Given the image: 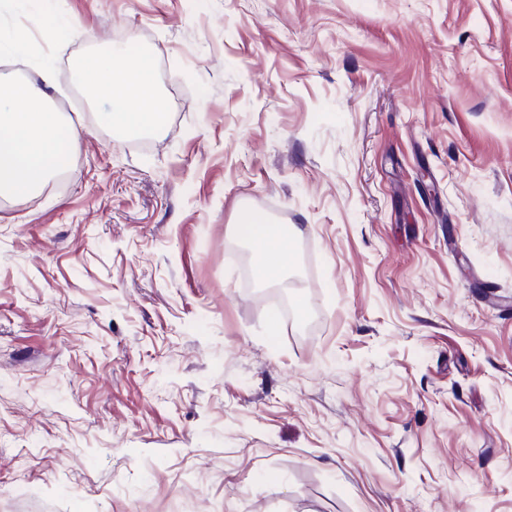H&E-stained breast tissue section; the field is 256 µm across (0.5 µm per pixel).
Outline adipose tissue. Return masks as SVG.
<instances>
[{
    "label": "adipose tissue",
    "mask_w": 512,
    "mask_h": 512,
    "mask_svg": "<svg viewBox=\"0 0 512 512\" xmlns=\"http://www.w3.org/2000/svg\"><path fill=\"white\" fill-rule=\"evenodd\" d=\"M81 72L87 89L110 104L105 114L109 125L141 132L165 123L167 107L145 59L130 61L116 73L93 56L83 61ZM58 125L55 111L32 86L0 79V195L30 193L58 171L54 160ZM236 232L258 258L264 279H279L292 254L276 225L254 215L237 225Z\"/></svg>",
    "instance_id": "obj_1"
}]
</instances>
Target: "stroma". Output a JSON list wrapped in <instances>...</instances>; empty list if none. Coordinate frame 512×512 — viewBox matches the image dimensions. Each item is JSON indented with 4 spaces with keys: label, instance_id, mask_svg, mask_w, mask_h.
I'll list each match as a JSON object with an SVG mask.
<instances>
[{
    "label": "stroma",
    "instance_id": "35a3bbf8",
    "mask_svg": "<svg viewBox=\"0 0 512 512\" xmlns=\"http://www.w3.org/2000/svg\"><path fill=\"white\" fill-rule=\"evenodd\" d=\"M0 76L81 131L0 196V512H512V0H0ZM81 72L85 86L111 105L105 120L113 127L141 132L163 126L167 107L160 98L149 71L140 58L130 61L120 74L97 56L83 61ZM245 223L236 225L237 235L249 245L261 262L264 279L278 280L292 259L287 240L280 235L276 225L267 224L263 216L253 215Z\"/></svg>",
    "mask_w": 512,
    "mask_h": 512
}]
</instances>
